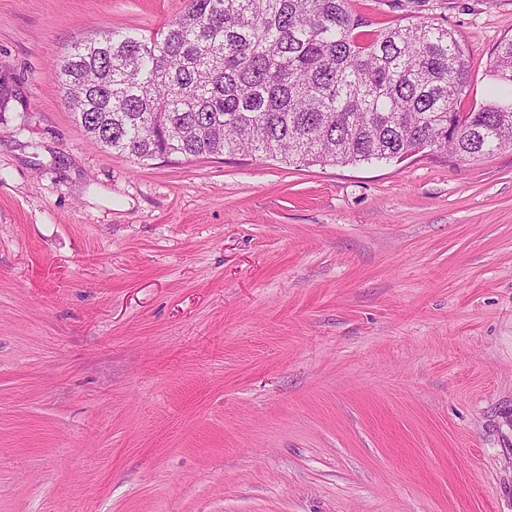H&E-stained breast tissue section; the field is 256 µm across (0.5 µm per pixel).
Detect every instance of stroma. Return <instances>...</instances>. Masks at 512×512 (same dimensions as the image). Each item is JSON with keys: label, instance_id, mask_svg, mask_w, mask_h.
<instances>
[{"label": "stroma", "instance_id": "obj_1", "mask_svg": "<svg viewBox=\"0 0 512 512\" xmlns=\"http://www.w3.org/2000/svg\"><path fill=\"white\" fill-rule=\"evenodd\" d=\"M186 0H0V512H512V147L145 162L51 77ZM486 102L512 0H426Z\"/></svg>", "mask_w": 512, "mask_h": 512}]
</instances>
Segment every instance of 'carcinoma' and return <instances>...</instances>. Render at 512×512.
I'll return each mask as SVG.
<instances>
[{
	"mask_svg": "<svg viewBox=\"0 0 512 512\" xmlns=\"http://www.w3.org/2000/svg\"><path fill=\"white\" fill-rule=\"evenodd\" d=\"M492 78L512 87V36ZM74 121L138 161L245 154L350 165L512 146V101L459 118L471 66L433 21L378 30L350 0H189L154 36L105 31L52 65ZM16 98L0 74V112Z\"/></svg>",
	"mask_w": 512,
	"mask_h": 512,
	"instance_id": "obj_1",
	"label": "carcinoma"
}]
</instances>
